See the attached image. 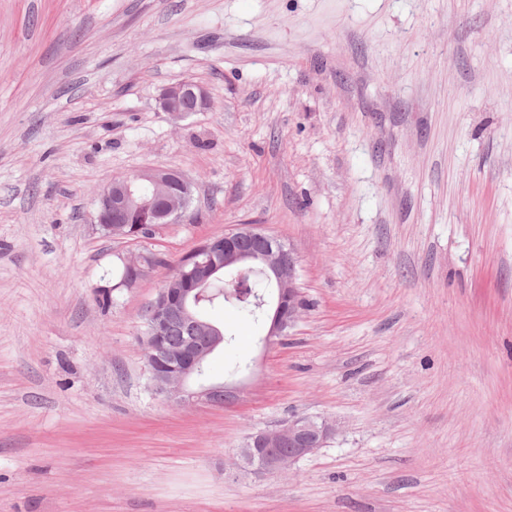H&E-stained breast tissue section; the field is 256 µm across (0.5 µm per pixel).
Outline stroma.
I'll return each mask as SVG.
<instances>
[{"label":"stroma","instance_id":"obj_1","mask_svg":"<svg viewBox=\"0 0 512 512\" xmlns=\"http://www.w3.org/2000/svg\"><path fill=\"white\" fill-rule=\"evenodd\" d=\"M184 79L212 106L176 119ZM150 167L186 217L105 236L97 192ZM240 224L304 307L270 345L213 310L205 381L247 388L172 403L145 309ZM295 415L336 433L242 467ZM0 512H512V0H0ZM162 112L183 117L193 112H204L211 106L208 92L201 85L189 81H179L162 89L158 98ZM122 260L133 273V276L123 281L119 286L125 288L134 287L140 280L147 277L158 264V259L154 255L146 256V254L139 255L137 257H123ZM118 287V288H119ZM334 431L325 420L295 416L274 429L249 434L238 455L256 473L285 472L322 448Z\"/></svg>","mask_w":512,"mask_h":512}]
</instances>
